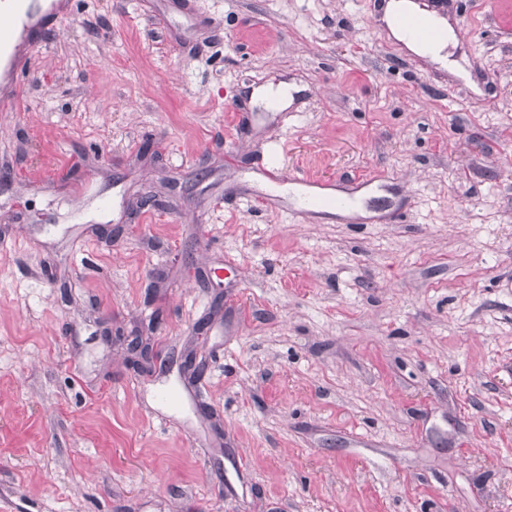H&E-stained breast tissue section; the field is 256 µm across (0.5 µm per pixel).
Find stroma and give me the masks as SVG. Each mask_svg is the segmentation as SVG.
Instances as JSON below:
<instances>
[{
    "mask_svg": "<svg viewBox=\"0 0 512 512\" xmlns=\"http://www.w3.org/2000/svg\"><path fill=\"white\" fill-rule=\"evenodd\" d=\"M456 13L468 82L377 0L36 22L0 112V512H512V0ZM281 166L364 185L309 221Z\"/></svg>",
    "mask_w": 512,
    "mask_h": 512,
    "instance_id": "35a3bbf8",
    "label": "stroma"
}]
</instances>
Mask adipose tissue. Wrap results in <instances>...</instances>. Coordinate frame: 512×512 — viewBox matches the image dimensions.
Instances as JSON below:
<instances>
[{
  "label": "adipose tissue",
  "mask_w": 512,
  "mask_h": 512,
  "mask_svg": "<svg viewBox=\"0 0 512 512\" xmlns=\"http://www.w3.org/2000/svg\"><path fill=\"white\" fill-rule=\"evenodd\" d=\"M421 14L428 26L441 29L443 36L434 43L423 42L412 36L401 24V19L407 14ZM383 16L391 35L415 52L439 65L448 67L458 75H466L467 69L464 61L454 58L451 49L457 44V38L451 26L441 16L431 12L422 11L416 0H387Z\"/></svg>",
  "instance_id": "obj_1"
}]
</instances>
